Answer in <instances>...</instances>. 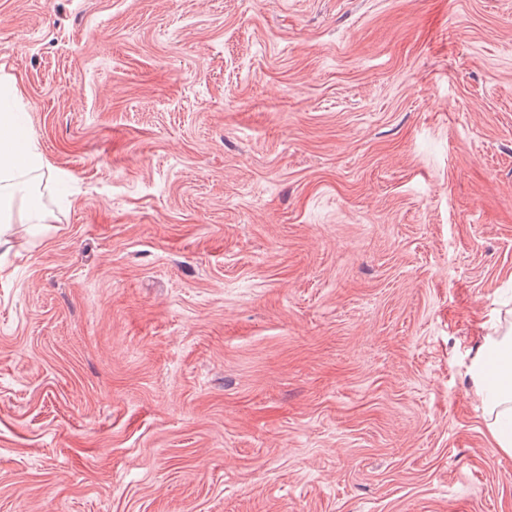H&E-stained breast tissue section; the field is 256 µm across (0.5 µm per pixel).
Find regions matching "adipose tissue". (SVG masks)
Masks as SVG:
<instances>
[{
	"mask_svg": "<svg viewBox=\"0 0 512 512\" xmlns=\"http://www.w3.org/2000/svg\"><path fill=\"white\" fill-rule=\"evenodd\" d=\"M47 163L37 140L16 113L0 112V225L16 219L39 227L48 215L30 183ZM487 431L499 451L512 455V325L484 336L467 370Z\"/></svg>",
	"mask_w": 512,
	"mask_h": 512,
	"instance_id": "obj_1",
	"label": "adipose tissue"
}]
</instances>
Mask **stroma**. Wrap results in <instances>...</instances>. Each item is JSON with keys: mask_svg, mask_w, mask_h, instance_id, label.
Wrapping results in <instances>:
<instances>
[{"mask_svg": "<svg viewBox=\"0 0 512 512\" xmlns=\"http://www.w3.org/2000/svg\"><path fill=\"white\" fill-rule=\"evenodd\" d=\"M7 85L0 512H512V0H0ZM0 237L21 214L25 224L40 227L48 215L31 181L48 165L37 140L17 120L15 112L0 111ZM497 356L489 368L488 357ZM479 400L487 431L499 451L512 455V324L501 325L495 336H484L467 370Z\"/></svg>", "mask_w": 512, "mask_h": 512, "instance_id": "stroma-1", "label": "stroma"}]
</instances>
